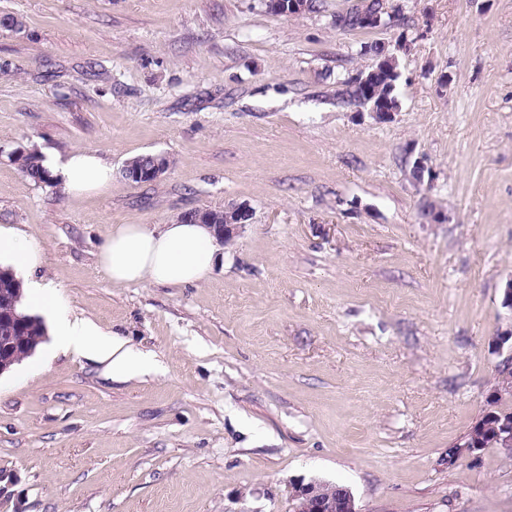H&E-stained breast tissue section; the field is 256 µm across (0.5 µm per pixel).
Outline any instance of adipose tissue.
<instances>
[{"mask_svg":"<svg viewBox=\"0 0 512 512\" xmlns=\"http://www.w3.org/2000/svg\"><path fill=\"white\" fill-rule=\"evenodd\" d=\"M43 165L72 196L107 187L112 167L99 153L77 149L65 155H48ZM222 247L212 228L173 220L166 224H115L108 230L98 253L99 266L113 285L151 283L191 286L207 279L218 266ZM16 268L33 270L43 263L42 245L25 235L0 232V257ZM22 304L55 316V348L108 361L113 377L133 374L148 354L127 346L119 335L103 332L87 319L58 313L51 285L35 280L23 286Z\"/></svg>","mask_w":512,"mask_h":512,"instance_id":"obj_1","label":"adipose tissue"}]
</instances>
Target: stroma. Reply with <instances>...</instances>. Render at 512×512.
Segmentation results:
<instances>
[{"mask_svg":"<svg viewBox=\"0 0 512 512\" xmlns=\"http://www.w3.org/2000/svg\"><path fill=\"white\" fill-rule=\"evenodd\" d=\"M282 16L261 0H0V226L41 242L32 279L149 359L35 353L0 375V512H290L294 485L358 512H512V451L449 461L489 410L512 277V0H354ZM400 53L399 110L336 102ZM94 150L74 197L16 149ZM162 153L157 182L126 160ZM248 205L224 263L187 287L115 286L114 224ZM362 11L369 12H380L382 18V25H387L388 22L391 21L392 16L384 11V3L383 0H371L367 4L356 5L349 14L345 17L336 16V26L345 25L347 28L345 29H364L367 28L365 25H371L376 22L378 19L377 15H366L364 17V24L358 23V16ZM387 16V18H386ZM388 21V22H387ZM153 155L154 154H141V155H137V156L131 158V159H134L143 168H149L151 166L146 171L147 172L146 174L144 172H142V169L133 167L132 161H127L125 163L124 169H125V173L128 177L125 175L124 170H122L123 176L126 179L129 178L131 181L137 180V181H133L136 183H139L140 182L139 179L143 178L145 175L152 177L155 181L160 180L164 176V174L167 172V170L169 169V164H168L169 160L165 155L157 154V155H155V157L153 158V161H152L151 157ZM142 182L147 183L148 180H144ZM142 182H140V183H142Z\"/></svg>","mask_w":512,"mask_h":512,"instance_id":"1","label":"stroma"}]
</instances>
